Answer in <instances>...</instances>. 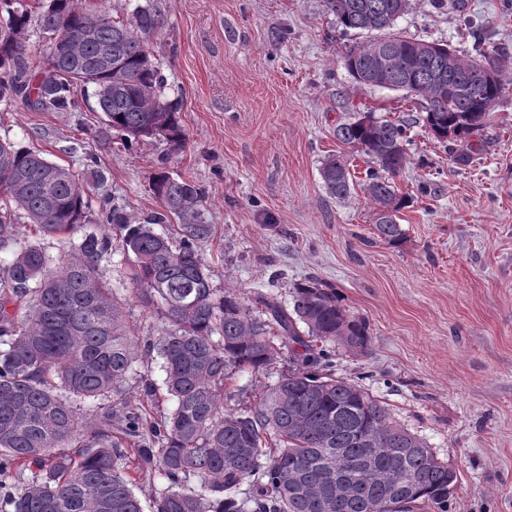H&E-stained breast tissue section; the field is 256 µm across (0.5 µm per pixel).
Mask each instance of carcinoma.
Returning <instances> with one entry per match:
<instances>
[{"label": "carcinoma", "instance_id": "carcinoma-1", "mask_svg": "<svg viewBox=\"0 0 512 512\" xmlns=\"http://www.w3.org/2000/svg\"><path fill=\"white\" fill-rule=\"evenodd\" d=\"M346 31L392 27L407 0H322ZM128 23L81 0H53L37 14L23 0H0V103L16 99L51 112H80L83 91L93 90L107 124L128 138L155 137L173 146L187 132L162 93L164 79L145 37L165 26L148 5H137ZM63 40L68 55L47 54L39 72L30 69L23 40L31 23ZM94 25L96 36L82 32ZM121 66L85 82L103 51ZM381 39L351 46L344 57L359 84L423 97L421 120L448 151L482 129L503 93L484 68L501 69L488 52L479 58L448 55L443 43L396 37L384 82L368 74L380 66ZM120 87L107 93V86ZM408 126L375 119L336 128V139L356 147L375 164L366 194L393 213L374 224L389 245L405 232L398 213L406 198L393 178L406 162ZM10 151L13 171H0V478L31 481L0 495V512H144L136 489L159 479L165 487L150 512H448L456 471L426 442L391 418L387 409L358 386L335 377L338 341L364 349L369 326L340 303L336 290L310 279L292 289V306L273 295L243 296L233 286L212 288L199 244L213 232L200 218L203 192L162 171L151 190L160 210L144 224L105 198L97 222L115 236L83 228L88 200L78 174L61 165V178L48 181L37 153L0 142ZM320 176L329 195L344 198L352 180L346 162L327 158ZM23 183L14 189V179ZM178 219L176 238L156 224ZM24 219L42 237L72 236L83 230L70 254L57 261L36 244L20 245ZM132 257L131 298L164 321L156 336L139 341L125 321V299L104 282L101 263L112 259V238ZM289 345L291 368L267 386L254 404L227 410L234 374L262 373ZM156 356L163 385L174 402L156 420L120 402L138 358ZM112 399L105 411L83 414L71 397ZM397 448L384 458L373 446ZM137 457L133 473L121 466L123 449ZM342 449L351 466L348 484L336 498V474L327 458ZM409 472L410 484L389 483L388 471ZM297 477L303 494L289 489ZM248 484V490L240 486Z\"/></svg>", "mask_w": 512, "mask_h": 512}]
</instances>
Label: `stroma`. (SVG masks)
Masks as SVG:
<instances>
[{
	"instance_id": "stroma-1",
	"label": "stroma",
	"mask_w": 512,
	"mask_h": 512,
	"mask_svg": "<svg viewBox=\"0 0 512 512\" xmlns=\"http://www.w3.org/2000/svg\"><path fill=\"white\" fill-rule=\"evenodd\" d=\"M165 19L149 48L188 134L184 147L127 143L99 112H50L0 103V140L40 151L76 171L96 221L113 198L137 221L159 208V167L201 188L212 236L201 254L213 288L290 302L292 284L335 288L370 328L365 349L337 348V377L380 401L392 418L448 461L457 482L448 512H512V84L488 125L449 153L415 119L423 98L356 83L346 51L375 39L347 32L322 0H149ZM393 30L446 43L459 56L499 53L512 75V0H409ZM410 126L406 163L395 177L410 203L405 238L373 234L364 184L371 160L336 139L360 113ZM348 160L349 197L327 193L325 156ZM288 369L236 374L228 409L256 402ZM156 386L144 396L142 377ZM159 358L137 362L124 399L153 416L173 403Z\"/></svg>"
}]
</instances>
